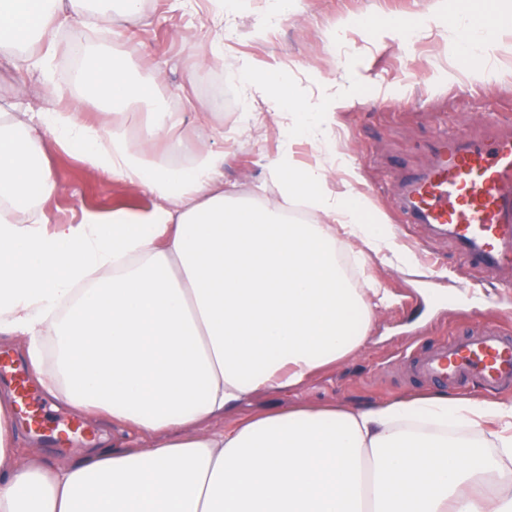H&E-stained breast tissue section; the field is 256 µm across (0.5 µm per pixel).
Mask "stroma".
Here are the masks:
<instances>
[{
    "label": "stroma",
    "instance_id": "1",
    "mask_svg": "<svg viewBox=\"0 0 512 512\" xmlns=\"http://www.w3.org/2000/svg\"><path fill=\"white\" fill-rule=\"evenodd\" d=\"M433 0H288L276 11L272 0H228L216 10L212 0H144L142 17L128 21L113 4L100 28L58 34L44 69L19 74L0 65V104L21 101L32 111L69 105L81 119L112 135V119L87 102L79 84L67 80L64 64L72 51L91 44L118 58L145 88L148 97L169 108L184 105L191 114L182 128L185 150L223 154L224 191L234 199L259 204L276 200L273 168L281 151L287 115L269 112L265 100L278 86L298 100L320 104L339 95L348 106L337 111L331 150L295 146L303 167L319 168L331 193L363 197L391 225L395 242L410 254L406 267L390 266L344 235L337 222L303 193L293 205L311 211L337 245L352 257L357 283L392 297L376 309L367 342L356 353L318 372L297 389L260 391L249 406L256 412L275 406L346 405L392 402L413 394L512 400V389L487 392L438 384L419 376L414 359L448 336L479 322L512 332V289L505 272H483L479 279L488 305L476 306L461 283L470 269L457 247L425 225L403 223L389 200L407 175L429 166L441 129L471 139L512 137V36L502 35L497 72L488 80L470 75L465 55L447 27H420L411 56L401 53L403 39L387 22L393 13L411 18L429 11ZM223 41L216 51L215 41ZM250 129L238 133L241 113ZM223 126L222 141L211 130ZM47 158L58 183L43 210L54 224L75 223L87 214L111 215L153 208L144 190L112 179L56 145ZM36 394L50 417L77 426L79 437L63 445L46 444L19 431L23 455H41L57 464L73 462L86 440L112 436L100 416L76 411Z\"/></svg>",
    "mask_w": 512,
    "mask_h": 512
}]
</instances>
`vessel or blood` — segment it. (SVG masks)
<instances>
[{
  "mask_svg": "<svg viewBox=\"0 0 512 512\" xmlns=\"http://www.w3.org/2000/svg\"><path fill=\"white\" fill-rule=\"evenodd\" d=\"M408 224L452 239L472 269L512 268V138L471 141L445 135L433 163L405 180L393 198ZM419 374L488 391L512 386V336L476 324L420 357Z\"/></svg>",
  "mask_w": 512,
  "mask_h": 512,
  "instance_id": "b4317fda",
  "label": "vessel or blood"
}]
</instances>
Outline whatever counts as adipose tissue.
Here are the masks:
<instances>
[{"label": "adipose tissue", "instance_id": "adipose-tissue-1", "mask_svg": "<svg viewBox=\"0 0 512 512\" xmlns=\"http://www.w3.org/2000/svg\"><path fill=\"white\" fill-rule=\"evenodd\" d=\"M102 0H0V61L44 64L32 48L101 17ZM456 28L475 31L480 0H457ZM497 37L473 40L486 76ZM87 100L111 115L112 140L61 107L0 106V336L26 340L44 388L67 406L120 429L158 436L154 448L100 443L60 466L21 464L18 398L0 390V512H512V402L445 396L363 408L268 409L224 423L261 390L303 384L367 340L373 306L361 303L322 225L287 223L279 209L233 205L214 152L182 159L179 112H154L136 131L125 117L145 94L113 55L82 57ZM289 124L274 169L282 196L317 194L327 215L373 254L405 257L376 234L362 198L323 192L292 145L330 142L333 109L311 111L278 91ZM65 152L156 196L158 206L105 220L53 224L41 204L56 191L43 153ZM161 159H150L157 145ZM489 425L484 442L452 439L449 423ZM492 474L493 493L478 490Z\"/></svg>", "mask_w": 512, "mask_h": 512}]
</instances>
